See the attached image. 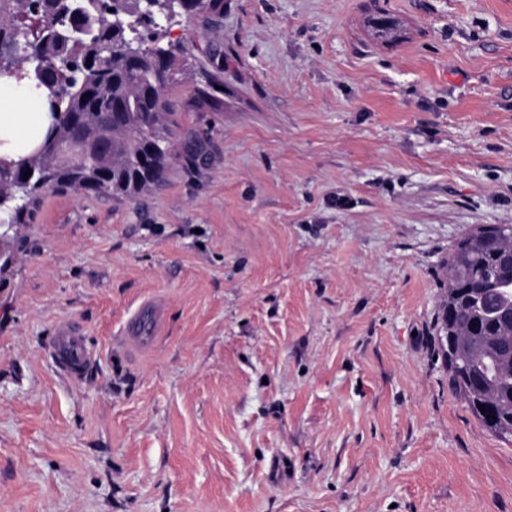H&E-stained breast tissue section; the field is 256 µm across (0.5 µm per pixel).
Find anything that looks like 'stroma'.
I'll return each mask as SVG.
<instances>
[{
	"label": "stroma",
	"instance_id": "obj_1",
	"mask_svg": "<svg viewBox=\"0 0 512 512\" xmlns=\"http://www.w3.org/2000/svg\"><path fill=\"white\" fill-rule=\"evenodd\" d=\"M162 43L201 153L0 233V512H512V442L434 341L449 250L512 224V0H224ZM162 320L161 304L153 299L143 301L127 318L123 328L127 347L143 351L153 345ZM52 354L58 369L74 380L83 378L95 358V351L85 343L81 327L72 320L57 324Z\"/></svg>",
	"mask_w": 512,
	"mask_h": 512
}]
</instances>
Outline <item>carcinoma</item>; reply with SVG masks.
I'll return each instance as SVG.
<instances>
[{
	"label": "carcinoma",
	"instance_id": "cac0c4a2",
	"mask_svg": "<svg viewBox=\"0 0 512 512\" xmlns=\"http://www.w3.org/2000/svg\"><path fill=\"white\" fill-rule=\"evenodd\" d=\"M160 7L192 18L224 13V0H164ZM85 34L69 37L73 21ZM152 22L137 0H0V70L27 84L33 112L45 110L51 131L41 150L0 163V224L30 221L45 187L132 199L160 186L179 159L178 125L166 91L176 54L145 36ZM374 36L389 40L395 21L371 18ZM75 139L82 151L61 163ZM160 145L150 155L144 143ZM28 179H23L25 172ZM445 260V297L435 331L455 395L496 436L512 438V358H498L504 336L497 314L512 310V278L497 274L494 253L512 249V224L475 228Z\"/></svg>",
	"mask_w": 512,
	"mask_h": 512
}]
</instances>
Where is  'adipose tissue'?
I'll return each instance as SVG.
<instances>
[{"instance_id":"1","label":"adipose tissue","mask_w":512,"mask_h":512,"mask_svg":"<svg viewBox=\"0 0 512 512\" xmlns=\"http://www.w3.org/2000/svg\"><path fill=\"white\" fill-rule=\"evenodd\" d=\"M51 127L44 112L30 109L12 75L0 74V157L15 158L33 154Z\"/></svg>"}]
</instances>
